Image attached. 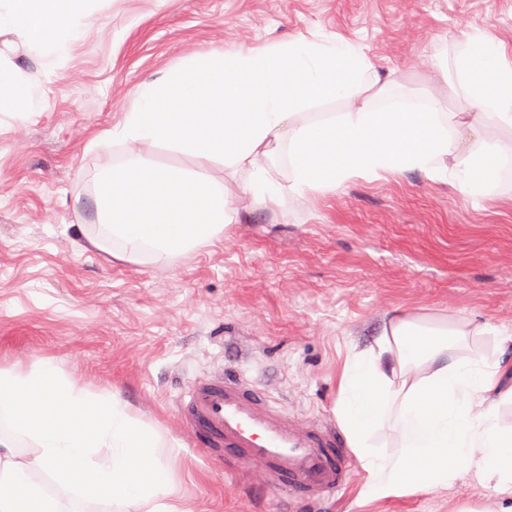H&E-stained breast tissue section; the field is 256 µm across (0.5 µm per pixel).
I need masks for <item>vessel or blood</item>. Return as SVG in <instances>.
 <instances>
[{"label":"vessel or blood","mask_w":512,"mask_h":512,"mask_svg":"<svg viewBox=\"0 0 512 512\" xmlns=\"http://www.w3.org/2000/svg\"><path fill=\"white\" fill-rule=\"evenodd\" d=\"M182 423L218 460L282 497L320 512L347 484L351 463L335 427L303 426L242 374L221 370L189 381L178 402Z\"/></svg>","instance_id":"obj_1"}]
</instances>
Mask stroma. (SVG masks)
<instances>
[{
	"mask_svg": "<svg viewBox=\"0 0 512 512\" xmlns=\"http://www.w3.org/2000/svg\"><path fill=\"white\" fill-rule=\"evenodd\" d=\"M89 23L44 44L32 94L0 112V368L57 364L93 393L112 391L176 458L191 512H279L195 446L180 421L184 385L240 370L300 420L336 422L342 368L397 310L444 311L512 328V201L472 203L419 173L242 212L214 245L160 264L86 251L103 236L86 206L102 140L133 92L213 50L342 36L392 79L383 108L433 95L464 104L453 60L468 35L512 46V0H89ZM333 512H482L490 488L463 473L431 492L373 499L354 462Z\"/></svg>",
	"mask_w": 512,
	"mask_h": 512,
	"instance_id": "1",
	"label": "stroma"
}]
</instances>
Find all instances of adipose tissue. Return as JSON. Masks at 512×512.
<instances>
[{
    "label": "adipose tissue",
    "mask_w": 512,
    "mask_h": 512,
    "mask_svg": "<svg viewBox=\"0 0 512 512\" xmlns=\"http://www.w3.org/2000/svg\"><path fill=\"white\" fill-rule=\"evenodd\" d=\"M85 0H0V33L24 36L27 47L65 44L87 19ZM465 105L444 111L423 97L373 109L379 82L354 43L295 39L276 46L192 57L143 83L107 136L127 158L101 167L91 210L106 238L122 242L119 260L142 253L166 262L211 245L239 216V196L260 205L409 172L451 185L478 202L501 196L506 154L491 138L512 129V50L482 35L456 56ZM323 100L345 111H304ZM161 145L191 158L189 166L145 159ZM287 150V181L269 167ZM220 165L244 174L240 194L212 173ZM470 336H490L492 355H460ZM512 403V330L446 313H394L380 335L346 361L336 416L368 473L372 497L429 492L470 472L512 512V429L498 424ZM16 434L0 435V512H62L34 476L45 474L81 499H109L121 512H187L173 480L175 461L154 427L118 395H89L50 363L0 369V413ZM400 431L397 449L376 438L385 424ZM30 446L18 449L17 438Z\"/></svg>",
    "instance_id": "ef3b65f1"
}]
</instances>
